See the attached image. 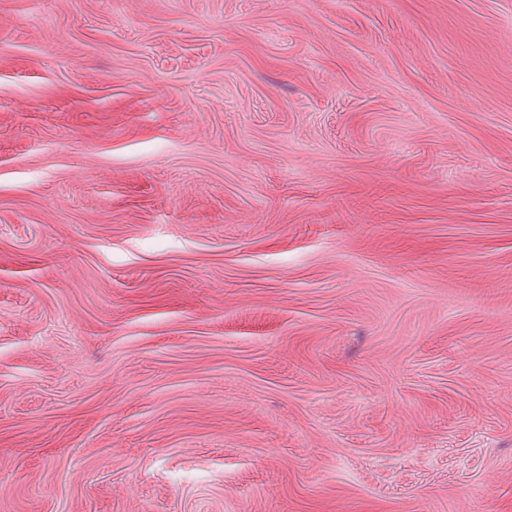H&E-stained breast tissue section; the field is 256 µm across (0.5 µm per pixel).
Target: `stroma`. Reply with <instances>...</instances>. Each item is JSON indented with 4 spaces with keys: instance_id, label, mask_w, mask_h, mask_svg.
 <instances>
[{
    "instance_id": "1",
    "label": "stroma",
    "mask_w": 512,
    "mask_h": 512,
    "mask_svg": "<svg viewBox=\"0 0 512 512\" xmlns=\"http://www.w3.org/2000/svg\"><path fill=\"white\" fill-rule=\"evenodd\" d=\"M0 512H512V0H0Z\"/></svg>"
}]
</instances>
